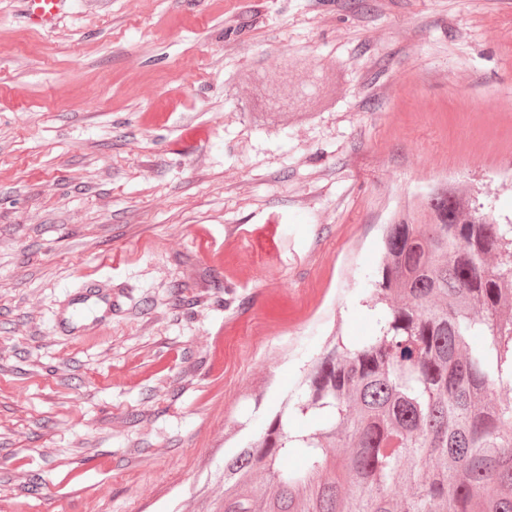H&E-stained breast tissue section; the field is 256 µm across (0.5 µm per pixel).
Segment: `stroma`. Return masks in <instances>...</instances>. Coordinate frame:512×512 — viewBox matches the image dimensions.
<instances>
[{
    "instance_id": "35a3bbf8",
    "label": "stroma",
    "mask_w": 512,
    "mask_h": 512,
    "mask_svg": "<svg viewBox=\"0 0 512 512\" xmlns=\"http://www.w3.org/2000/svg\"><path fill=\"white\" fill-rule=\"evenodd\" d=\"M450 193L512 220V0H0V512H224ZM65 2V0H24L29 20L41 27L55 22ZM76 305H84L94 312V319L106 322L112 317V289L86 290L81 292Z\"/></svg>"
}]
</instances>
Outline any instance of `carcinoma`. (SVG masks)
I'll return each instance as SVG.
<instances>
[{
	"label": "carcinoma",
	"mask_w": 512,
	"mask_h": 512,
	"mask_svg": "<svg viewBox=\"0 0 512 512\" xmlns=\"http://www.w3.org/2000/svg\"><path fill=\"white\" fill-rule=\"evenodd\" d=\"M437 208L386 225L374 335L333 337L224 459V512H512V222L463 194Z\"/></svg>",
	"instance_id": "obj_1"
}]
</instances>
